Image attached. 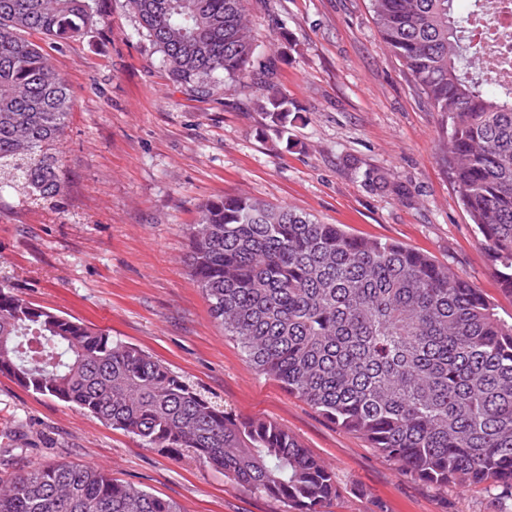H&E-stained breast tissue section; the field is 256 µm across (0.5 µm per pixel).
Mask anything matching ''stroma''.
I'll list each match as a JSON object with an SVG mask.
<instances>
[{
    "label": "stroma",
    "instance_id": "stroma-1",
    "mask_svg": "<svg viewBox=\"0 0 512 512\" xmlns=\"http://www.w3.org/2000/svg\"><path fill=\"white\" fill-rule=\"evenodd\" d=\"M97 7L98 23L62 46L26 35L70 88L65 189L0 192V283L145 350L240 419L287 428L335 470L331 512H512L497 489L411 479L289 394L225 336L185 264L200 206L248 195L425 252L512 317L453 180L448 123L384 44L370 0H247L255 74L203 94L170 79L128 0ZM269 85L298 114L292 145L256 107ZM367 169L384 184L364 182ZM58 462L103 470L181 512L283 510L222 470L143 447L0 374V476Z\"/></svg>",
    "mask_w": 512,
    "mask_h": 512
}]
</instances>
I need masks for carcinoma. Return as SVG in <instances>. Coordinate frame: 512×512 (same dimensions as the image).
I'll use <instances>...</instances> for the list:
<instances>
[{
  "mask_svg": "<svg viewBox=\"0 0 512 512\" xmlns=\"http://www.w3.org/2000/svg\"><path fill=\"white\" fill-rule=\"evenodd\" d=\"M247 0H129L171 79L197 88L250 74ZM490 0H371L385 44L448 120V159L500 290L512 296V84L484 77L472 29ZM96 0H0V170L34 195L64 184L56 145L72 100L32 31L84 35ZM291 144V103L259 100ZM188 267L246 358L405 475L512 494V320L469 280L400 242L349 234L248 196L209 201ZM0 372L136 437L224 471L284 512H330L336 473L287 429L241 420L144 351L0 283ZM0 512H180L91 466L0 478Z\"/></svg>",
  "mask_w": 512,
  "mask_h": 512,
  "instance_id": "1",
  "label": "carcinoma"
}]
</instances>
